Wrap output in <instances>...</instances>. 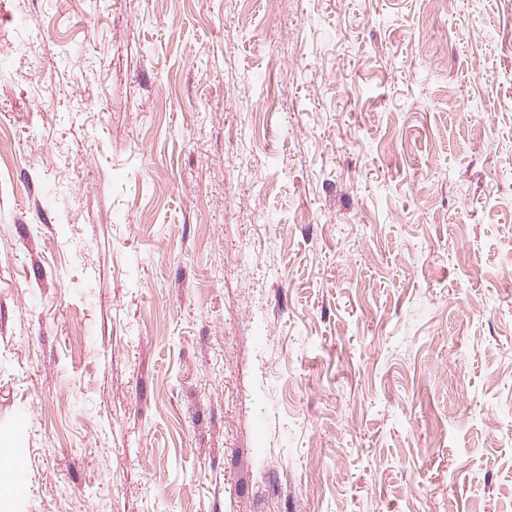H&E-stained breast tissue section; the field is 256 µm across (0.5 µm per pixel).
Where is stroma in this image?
Masks as SVG:
<instances>
[{
    "mask_svg": "<svg viewBox=\"0 0 512 512\" xmlns=\"http://www.w3.org/2000/svg\"><path fill=\"white\" fill-rule=\"evenodd\" d=\"M16 512H512V0H0Z\"/></svg>",
    "mask_w": 512,
    "mask_h": 512,
    "instance_id": "obj_1",
    "label": "stroma"
}]
</instances>
